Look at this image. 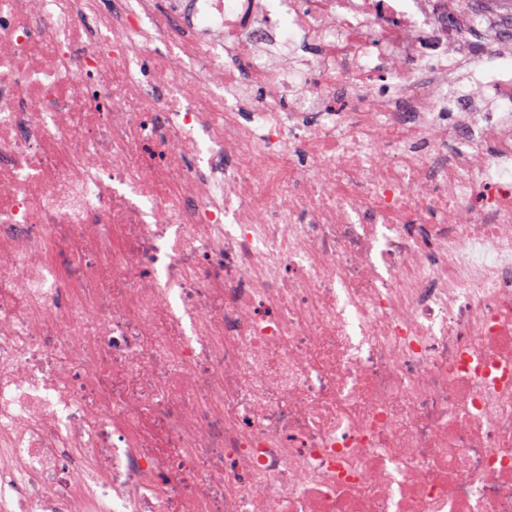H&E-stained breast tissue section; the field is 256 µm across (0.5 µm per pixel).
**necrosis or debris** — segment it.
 <instances>
[{"mask_svg":"<svg viewBox=\"0 0 512 512\" xmlns=\"http://www.w3.org/2000/svg\"><path fill=\"white\" fill-rule=\"evenodd\" d=\"M0 512H512L494 18L0 0Z\"/></svg>","mask_w":512,"mask_h":512,"instance_id":"4bbe7bcc","label":"necrosis or debris"}]
</instances>
